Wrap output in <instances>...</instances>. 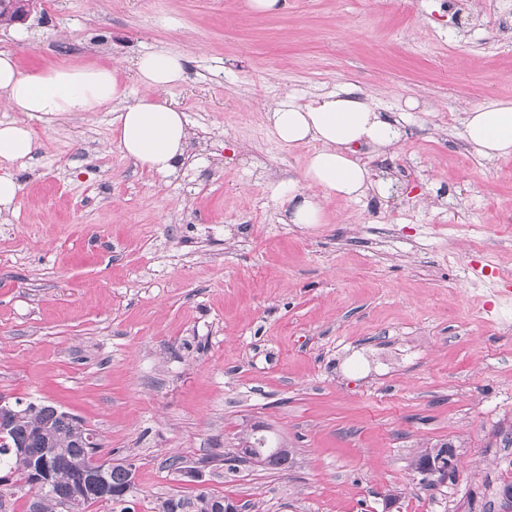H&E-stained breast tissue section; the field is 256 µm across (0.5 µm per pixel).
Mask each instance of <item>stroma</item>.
<instances>
[{
    "mask_svg": "<svg viewBox=\"0 0 512 512\" xmlns=\"http://www.w3.org/2000/svg\"><path fill=\"white\" fill-rule=\"evenodd\" d=\"M24 27L0 30L22 71L116 64L133 96L142 54L187 60L177 173L123 155L116 106L34 117L0 217V399L78 417L135 468L126 503L90 512L202 491L242 512H512V156L463 134L470 104L512 100V0H43ZM349 87L402 126L366 158L385 188L284 223L270 184L311 149L264 113ZM256 423L287 468L227 472ZM443 444L454 473H418ZM21 189L22 185L15 174L10 171L0 174V215L14 211Z\"/></svg>",
    "mask_w": 512,
    "mask_h": 512,
    "instance_id": "obj_1",
    "label": "stroma"
}]
</instances>
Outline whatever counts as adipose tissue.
Wrapping results in <instances>:
<instances>
[{"mask_svg": "<svg viewBox=\"0 0 512 512\" xmlns=\"http://www.w3.org/2000/svg\"><path fill=\"white\" fill-rule=\"evenodd\" d=\"M142 95L129 98L118 66H63L25 72L12 52L0 50V99L28 116L96 112L118 102V144L141 171L165 177L186 159L189 129L185 113L166 96L185 79L183 56L163 51L136 63ZM265 118L275 138L289 148L311 146L301 184H278L272 194L285 204L289 223L311 226L324 220L321 194L356 200L372 186L363 154H387L399 142V124L354 90L330 92L308 102L284 97ZM464 137L486 158L512 155V101L472 104ZM36 149L26 123L0 122V163L26 168Z\"/></svg>", "mask_w": 512, "mask_h": 512, "instance_id": "ef3b65f1", "label": "adipose tissue"}]
</instances>
